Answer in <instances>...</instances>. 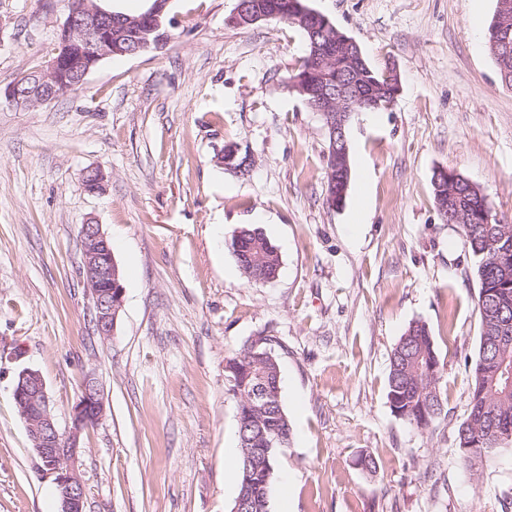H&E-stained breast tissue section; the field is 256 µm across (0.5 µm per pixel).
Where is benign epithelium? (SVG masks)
<instances>
[{"instance_id":"obj_1","label":"benign epithelium","mask_w":512,"mask_h":512,"mask_svg":"<svg viewBox=\"0 0 512 512\" xmlns=\"http://www.w3.org/2000/svg\"><path fill=\"white\" fill-rule=\"evenodd\" d=\"M152 2L150 13L153 24L150 29L143 30L122 19H112L94 0H71L70 12L62 32L80 49V53L70 60L69 75L73 77V85L84 83L91 71V64H87L85 58H91L92 64H95L112 56V30L122 27L125 31L132 32L137 51L145 50L151 45L149 36L162 28L161 16L167 7V0ZM301 16L315 30H335L331 21L316 10L303 7ZM262 19L264 16L255 13L252 4L247 0H239L231 23L245 27ZM490 44L497 50L512 46V3L509 0H498ZM59 66V58L53 57L42 68L21 75L6 86L5 98L20 107L37 106L56 99L60 93L30 89L28 82L34 74L44 82L57 81ZM313 96L315 100L309 102V106L323 117L330 128L333 150L336 151V171L340 180L336 181V186L332 187L331 194L327 196L328 204L334 207L344 198L348 186V117L356 111V106L363 107L365 103L359 91L339 80L334 84L322 81ZM224 153L227 154L226 162L230 163L228 170L239 175L251 172L254 160L251 153L241 145L229 144L224 148ZM460 180H464V177L455 170L446 167L436 169L433 181L436 205L445 221L448 220V206L441 205V200L454 193ZM80 237L83 249V280L93 300L92 311L97 332L107 338L112 335L122 308L123 286L118 280L116 263L101 225L91 221L82 225ZM13 397L37 457L47 469V474L55 477L60 494V512H84L86 486L75 470L74 462L81 432L97 423L104 413V404L96 381L92 378L85 380L82 395L72 409V431L66 438L56 428L49 408L46 386L38 372L22 370L15 383Z\"/></svg>"}]
</instances>
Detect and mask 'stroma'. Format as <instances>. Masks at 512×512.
I'll use <instances>...</instances> for the list:
<instances>
[{
	"label": "stroma",
	"instance_id": "obj_1",
	"mask_svg": "<svg viewBox=\"0 0 512 512\" xmlns=\"http://www.w3.org/2000/svg\"><path fill=\"white\" fill-rule=\"evenodd\" d=\"M237 3L170 0L159 48L19 108L1 91L53 55L70 2L0 0V512L60 509L13 399L26 368L64 436L85 378L102 390L75 463L85 512H230L224 361L258 335L273 339L292 428L271 512H512V446L474 472L458 460L476 259L431 186L437 167L456 170L512 224V89L471 25L488 26L496 0H308L401 77L388 109L352 116L339 208L326 129L287 85L304 37L280 19L233 25ZM231 141L251 152L250 175L218 164ZM91 168L105 176L96 193ZM90 221L122 239L123 304L106 339L81 272ZM244 224L277 247L274 281L242 277L229 243ZM418 320L446 363V414L424 431L394 415L386 388L391 350ZM363 454L376 471L358 466Z\"/></svg>",
	"mask_w": 512,
	"mask_h": 512
}]
</instances>
